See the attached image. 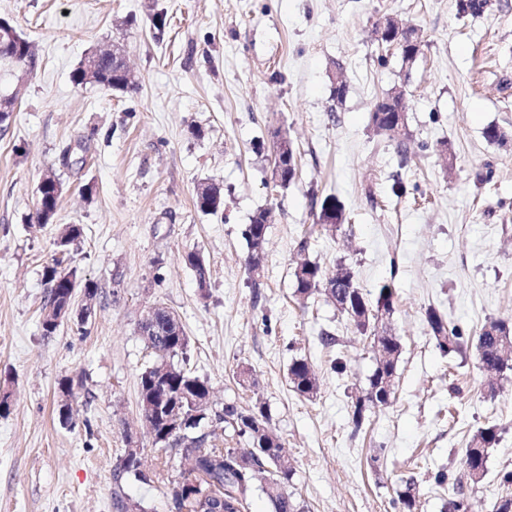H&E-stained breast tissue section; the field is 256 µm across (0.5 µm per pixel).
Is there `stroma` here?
Masks as SVG:
<instances>
[{"mask_svg":"<svg viewBox=\"0 0 512 512\" xmlns=\"http://www.w3.org/2000/svg\"><path fill=\"white\" fill-rule=\"evenodd\" d=\"M153 8L170 19L159 39ZM389 14L422 33L413 64L374 37ZM0 18L38 57L22 79L0 75L18 97L0 134V394L10 402L0 414V512H116L118 493L144 512H174L170 492L187 464L155 445L138 415L139 376L154 361L138 324L154 306L181 321L185 367L209 380L213 410L265 406L305 512H400L411 477L421 512H446L448 489L434 476H462L469 440L488 425L499 440L483 480L466 483L467 501L492 512L512 497L500 483L512 471V370L487 396L475 349L485 324L512 327V137L484 135L491 125L512 133V0L479 17L460 16L456 0H0ZM113 43L135 92L75 85L85 54ZM396 89L405 159L370 121ZM279 131L298 161L284 188L271 180ZM443 143L455 156L449 169L436 155ZM49 171L64 190L53 223L39 225L37 188ZM204 181L224 192L218 212L194 205ZM328 195L346 217L333 234L316 222ZM260 209L272 219L254 278L243 231ZM67 224L83 229L71 263L98 295L84 329L64 323L46 336L44 270ZM191 251L206 285L185 261ZM301 256L328 272L345 263L370 298L394 283L396 394L357 433L353 402L376 353L323 295L295 299ZM431 306L460 327L461 353L437 348ZM326 332L335 346L323 345ZM296 359L317 374L314 397L289 383ZM133 446L148 478L115 483Z\"/></svg>","mask_w":512,"mask_h":512,"instance_id":"stroma-1","label":"stroma"}]
</instances>
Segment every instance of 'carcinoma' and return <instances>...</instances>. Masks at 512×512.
Segmentation results:
<instances>
[{
    "instance_id": "1",
    "label": "carcinoma",
    "mask_w": 512,
    "mask_h": 512,
    "mask_svg": "<svg viewBox=\"0 0 512 512\" xmlns=\"http://www.w3.org/2000/svg\"><path fill=\"white\" fill-rule=\"evenodd\" d=\"M10 53L16 59V64H26V59L36 58L32 42L23 38L15 27L0 28V54ZM119 68L112 61L102 58L97 64L99 78L96 84L110 89L133 92L136 86L133 77L118 75ZM371 123L390 140L396 142L402 157H407L408 147L405 140L396 139L391 129V121L378 119L377 113H371ZM197 207L203 212H216L224 206V195L220 186L205 184L198 188L195 197ZM267 211L260 209L246 225L244 236L248 243L247 259L254 257L264 260L265 244L261 242V233L267 232ZM83 228L78 224L65 227L57 240V245L63 249L76 242L82 236ZM62 260L58 259L45 268L44 276L50 285L48 301L62 303L71 296L72 283L80 281L75 267H61ZM328 273L309 260L296 265L293 271L295 295L308 298L316 293L324 294L329 300L341 304L338 311L347 316V307L355 306V302H368L362 289L328 288L325 282ZM395 288L390 283L383 284L378 289L373 311H383V315L393 313ZM172 312L165 307H156L154 317V335L145 340L147 347L156 356V361L147 367L140 375L139 400H145L152 393L151 378L166 363H171L168 389L179 392L204 393L210 388L207 379L195 375L175 363V359L186 355L188 337L171 335L170 322ZM426 322L436 345L445 354L457 352L461 348L462 334L459 328L441 315L436 309L426 311ZM512 344V330L502 322H492L483 327L477 338V355L479 368L482 373L495 379L512 367L509 361L502 359L501 351L505 344ZM401 353L400 340H385L383 353L379 354L376 368L369 378V385L362 391L364 407L354 404L352 420L355 428L362 426L365 413L371 408L385 404L393 396L388 393L380 397L374 392L382 377L396 376V366ZM290 381L296 393L303 397L312 396L318 388V378L305 360L294 361L289 368ZM181 413L187 423L185 435L168 440L156 436L155 443L174 449L182 457L190 461V468L183 481L177 483L171 490V499L175 507L186 512H193L192 494L205 492L216 493L224 497V512H243L246 494L254 487L259 488L268 498L273 512H303V507L288 494L287 487L292 481V469L279 462L282 444L279 437L273 433L269 424V416L264 406H256L244 410L234 403H226L220 411L206 417L198 414L192 404L186 402L181 407ZM222 424L230 430V437L236 443L244 442L255 449L257 457L252 462V468L245 471L237 463L238 454L245 452L243 448H224L215 443L214 433L209 430L211 424ZM498 441L495 427L487 426L477 429L465 449V468L486 470L489 449ZM404 512H418L419 500L416 496L414 479L406 481L405 490L399 495ZM448 512H468V503L464 493V482L457 479L453 484L452 494L448 500Z\"/></svg>"
}]
</instances>
